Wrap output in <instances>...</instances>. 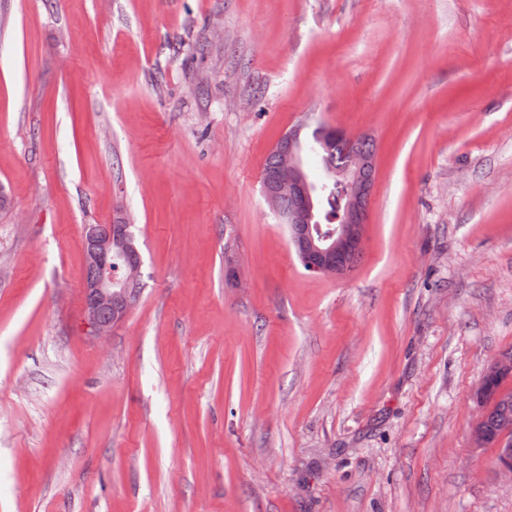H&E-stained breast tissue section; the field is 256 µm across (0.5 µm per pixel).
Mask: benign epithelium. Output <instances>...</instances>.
Returning <instances> with one entry per match:
<instances>
[{
	"instance_id": "1",
	"label": "benign epithelium",
	"mask_w": 512,
	"mask_h": 512,
	"mask_svg": "<svg viewBox=\"0 0 512 512\" xmlns=\"http://www.w3.org/2000/svg\"><path fill=\"white\" fill-rule=\"evenodd\" d=\"M340 140L353 145L360 137L324 127L316 133L319 149L326 155L335 151ZM303 147L301 132L288 131V149L279 153L271 173L262 178L263 190L267 203L277 214L281 213L283 196L295 200L294 207L282 219L294 227L291 246L307 271L318 276L339 275L347 270L349 257L363 246L373 186L366 172L375 166V157L357 149L349 150L344 164L328 166L325 184L320 188L306 171ZM333 186L340 192V209L336 211V228L325 235L318 226V215L323 190ZM84 244L86 267L90 270L83 289L85 326L91 336H109L139 300L140 255L131 224L123 216L114 218L110 224L85 225ZM485 376L512 378V354L495 359Z\"/></svg>"
}]
</instances>
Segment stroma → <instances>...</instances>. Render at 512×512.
I'll list each match as a JSON object with an SVG mask.
<instances>
[{"mask_svg":"<svg viewBox=\"0 0 512 512\" xmlns=\"http://www.w3.org/2000/svg\"><path fill=\"white\" fill-rule=\"evenodd\" d=\"M319 126L375 146L340 277L261 187ZM509 352L512 0H0V512H512L471 436ZM131 227L123 216L113 218L112 224L85 225L90 275L84 280L83 312L91 336H110L139 300L141 262Z\"/></svg>","mask_w":512,"mask_h":512,"instance_id":"1","label":"stroma"}]
</instances>
